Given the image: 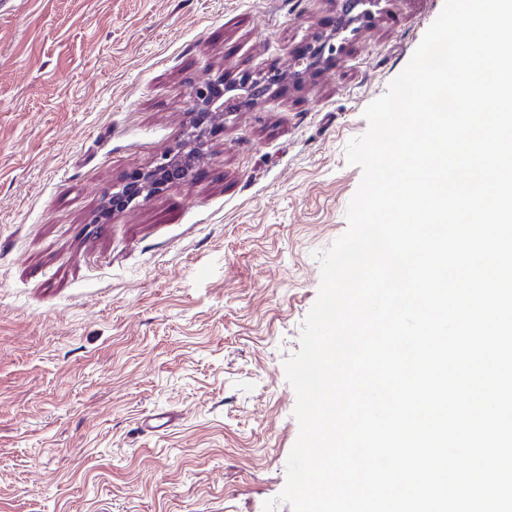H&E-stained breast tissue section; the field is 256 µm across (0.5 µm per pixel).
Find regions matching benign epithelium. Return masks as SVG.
I'll use <instances>...</instances> for the list:
<instances>
[{"mask_svg": "<svg viewBox=\"0 0 512 512\" xmlns=\"http://www.w3.org/2000/svg\"><path fill=\"white\" fill-rule=\"evenodd\" d=\"M379 4L380 0H345L343 24L335 33L322 34L314 38L309 55L303 60L294 61L290 78L300 79L305 72L317 65L324 55H333L336 50V33L346 30L362 16L370 15L371 8ZM363 5L367 6V9L355 13V10ZM282 81L280 73L274 71L260 78L246 75L239 80H227L220 75L192 85L189 102L193 121L184 142L177 151L164 155L162 162L143 172L138 179L113 185L107 193V208L112 211L123 210L140 197L146 199L161 188L176 186L186 181L205 144L207 123L217 114L235 112L244 104L258 103Z\"/></svg>", "mask_w": 512, "mask_h": 512, "instance_id": "7a95c632", "label": "benign epithelium"}]
</instances>
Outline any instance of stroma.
Segmentation results:
<instances>
[{
  "mask_svg": "<svg viewBox=\"0 0 512 512\" xmlns=\"http://www.w3.org/2000/svg\"><path fill=\"white\" fill-rule=\"evenodd\" d=\"M444 0H0V512H291L284 363L362 179L364 112ZM283 73L191 177L103 216L177 149L190 87ZM380 0H347L344 1V12L345 19L343 24L337 28L336 32H333L329 35H319L314 38L313 42L310 45L309 55L305 59L295 60L293 63V68L290 73V78L293 80H299L302 75L313 68L318 64L320 59L328 53L329 56L333 55L336 50L335 44L333 41L336 39V34L346 30L351 24L358 21L363 15H370L372 13L370 8L363 10L362 12L353 15V12L359 7L363 5H369L370 7H375L380 4ZM305 60V61H304ZM304 68L297 69L299 67Z\"/></svg>",
  "mask_w": 512,
  "mask_h": 512,
  "instance_id": "stroma-1",
  "label": "stroma"
}]
</instances>
